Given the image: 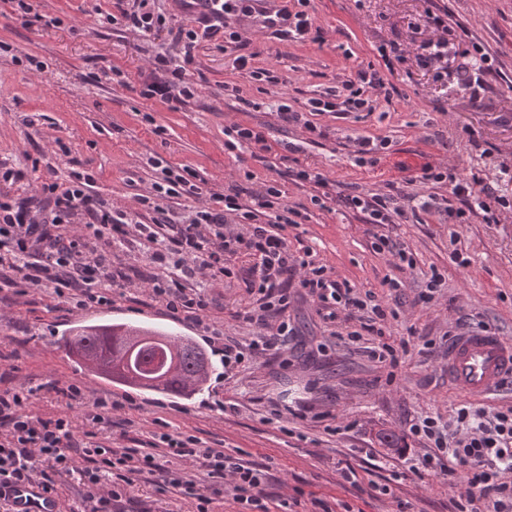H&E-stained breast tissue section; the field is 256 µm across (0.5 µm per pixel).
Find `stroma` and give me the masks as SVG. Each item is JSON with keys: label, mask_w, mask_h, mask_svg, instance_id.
<instances>
[{"label": "stroma", "mask_w": 512, "mask_h": 512, "mask_svg": "<svg viewBox=\"0 0 512 512\" xmlns=\"http://www.w3.org/2000/svg\"><path fill=\"white\" fill-rule=\"evenodd\" d=\"M40 12L57 16L51 28L26 25L14 0H0V164L25 176L11 186L26 195L37 183L65 180L70 169L96 177L95 191L118 206L135 207L154 180L150 158L189 166L215 191L250 171L255 183L275 178L290 206L307 212L305 224L283 230L291 251L311 249L333 278L385 303L401 299L400 318L389 327V344L408 337L397 368L374 360L377 337L350 341L335 335L311 297L295 295L289 309L296 329L280 352L253 358L233 373L224 371L223 338L248 342L254 329L237 311L252 300L244 275L207 279L203 287L215 305L216 338L170 317L148 289H115L106 308L79 309L39 288L0 291V391L25 382L75 384L123 405L114 433L122 446L149 447L156 435L180 433L268 469L264 504L280 512L294 498L295 512H449L459 489L429 475L413 474L399 456L418 447L409 425L432 412L449 417L467 394L448 384V336L482 327L512 340V213L501 223L396 224L389 234L404 243L414 268L397 269L389 254L372 247L373 228L360 214L341 207L314 206L310 185L286 178L281 141H299L301 165L368 190L393 184L421 191L422 167L450 165L466 175L481 170L500 194L512 198V0H311L310 12L324 32L320 44H292L251 30L248 51L274 71L277 83L252 82L233 66V53L204 41L192 69L198 93L178 111L139 95L151 76L146 58L154 44L121 27L101 24L113 0H39ZM448 5L476 41L494 56L497 75L482 106H472L452 76L407 62L389 78L396 90L370 116L353 121L320 117L328 138L312 143L301 128L280 127L270 108L284 100L305 103L377 60L382 44L416 49L424 32L416 28L429 4ZM42 61L45 75L29 69ZM239 86V97L225 84ZM257 101L261 110L249 109ZM435 127H427V119ZM233 123L270 124L273 143L267 161L250 151L224 148V128ZM442 130L435 139L434 130ZM384 136L388 145L375 165L357 166L343 138ZM467 265H458V258ZM437 269L443 286L430 304L415 302L425 273ZM404 283L390 296L385 277ZM128 322L186 336L202 346L215 370L191 397L145 391L95 377L62 348L68 331L81 324ZM398 439L386 447L384 435ZM352 468L355 482L339 468ZM134 512H193L190 498L156 483L127 489Z\"/></svg>", "instance_id": "35a3bbf8"}]
</instances>
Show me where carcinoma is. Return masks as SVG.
<instances>
[{
  "instance_id": "cac0c4a2",
  "label": "carcinoma",
  "mask_w": 512,
  "mask_h": 512,
  "mask_svg": "<svg viewBox=\"0 0 512 512\" xmlns=\"http://www.w3.org/2000/svg\"><path fill=\"white\" fill-rule=\"evenodd\" d=\"M136 339L148 341L142 348V370L126 361ZM64 347L103 379L174 396L202 390L213 370L205 350L189 339L126 323L77 326L66 336Z\"/></svg>"
}]
</instances>
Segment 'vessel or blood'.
Instances as JSON below:
<instances>
[{"label": "vessel or blood", "mask_w": 512, "mask_h": 512, "mask_svg": "<svg viewBox=\"0 0 512 512\" xmlns=\"http://www.w3.org/2000/svg\"><path fill=\"white\" fill-rule=\"evenodd\" d=\"M512 376V342L484 329L455 336L448 346V379L473 396L499 390ZM12 512H61L58 497L42 486L18 483L9 494Z\"/></svg>", "instance_id": "1"}]
</instances>
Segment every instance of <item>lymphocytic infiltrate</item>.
Instances as JSON below:
<instances>
[{"label":"lymphocytic infiltrate","mask_w":512,"mask_h":512,"mask_svg":"<svg viewBox=\"0 0 512 512\" xmlns=\"http://www.w3.org/2000/svg\"><path fill=\"white\" fill-rule=\"evenodd\" d=\"M154 2L114 0L115 11L105 21L144 38L155 37L170 27ZM310 2L179 0L181 8L193 14L194 24L172 29L179 54L155 55L157 76L144 82L141 96L172 110L193 98L194 51L201 41L219 35L225 48L235 52L236 70L255 82H274L270 70L255 66L256 55L247 51V33L239 23L249 18L279 40L319 43L323 31L309 12ZM422 22L427 37L416 56L418 65L429 67L440 61L449 38L459 39L463 49L458 84L471 102H480L495 72L492 57L470 40L466 26L454 21L448 7L427 9ZM404 61L398 45L380 46L377 61L357 69L340 87L308 99L300 112L278 104L277 115L287 124L302 126L311 138H327L328 129L316 123V116L358 121L375 112L387 75ZM151 165L157 176L150 190L138 195L134 211L100 198L94 177L83 171H71L62 184L42 182L30 197L14 196L8 189L21 179V171H0V289L42 288L84 309L111 305L114 287L145 286L168 312L209 333L213 327L205 316L213 300L199 282L231 276L235 260L247 257L253 301L239 316L257 333L248 345L225 344L228 370L284 346L293 333L287 311L294 283L318 298L326 320L359 321L361 329L350 332L351 340L387 322L390 311L374 295L360 297L347 283L333 279L326 266L291 252L279 229L303 223L306 216L288 206L277 184L259 190L231 184L224 192L207 194L191 167H172L156 159ZM287 176L318 187L311 198L314 205L337 204L378 228L410 224L423 214L439 224H467L475 217L484 224H497L504 210H512V200L499 195L477 172L464 177L452 169L424 167L417 177L425 188L421 194L392 187L377 192L354 188L345 194L305 167L288 169ZM188 198L198 204L186 210L182 202ZM116 242L138 245L144 265L138 268L113 258ZM37 397L83 406L81 426H74L66 415L45 418L34 413L30 403ZM119 408L116 402L88 398L75 385H23L0 392V486L29 482L51 489L56 477L75 473L84 488L83 512H131L126 487L134 479L157 473L167 488L195 499L196 512H210L215 495L230 497L237 512H267L266 471L223 451L200 447L195 437L164 433L146 450L101 443L100 429L112 425V413ZM409 433L426 447L412 464L413 473L442 479L457 475L466 483L467 493L455 502L454 512H512V406L464 403L457 406L450 426L440 415L428 412L411 422ZM183 461L198 463L199 473L180 469Z\"/></svg>","instance_id":"1"}]
</instances>
